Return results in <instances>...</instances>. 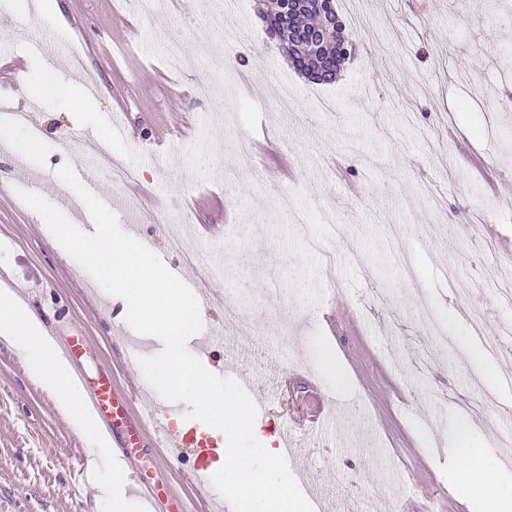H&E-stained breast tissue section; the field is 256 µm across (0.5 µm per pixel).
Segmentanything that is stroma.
<instances>
[{
  "label": "stroma",
  "mask_w": 512,
  "mask_h": 512,
  "mask_svg": "<svg viewBox=\"0 0 512 512\" xmlns=\"http://www.w3.org/2000/svg\"><path fill=\"white\" fill-rule=\"evenodd\" d=\"M205 3L154 0L143 12L118 0H62L68 35L35 16L19 23L0 13V105L26 107L14 74L37 42L78 50L81 71L64 58L62 76L91 96L99 122L126 113L107 148L140 173L116 185L89 158L74 112L34 110L47 155L0 161V270L30 288L26 304L43 328L89 336L91 355L122 388L156 398L139 365L116 359L122 340L103 324L115 313L109 295L86 298L66 278L74 259L17 194L42 180V197L76 215L55 175L71 164L123 231L150 240L197 282L202 333L222 343L209 365L233 361V379L250 382L262 435L290 424L310 386L321 387L332 429L293 435L286 454L309 502L330 512L372 498L385 512H464L448 486V427L459 415L482 424L492 472L512 462L502 439L512 414L482 401V383L429 324L447 326L457 314L468 335L479 306L486 339L503 342L491 366L512 368V336L500 333L512 306L489 286L512 275V108L503 106L512 96V0L492 12L472 0H334L356 50L329 84L293 68L254 0H226L220 27ZM172 40L182 53L174 71L164 63ZM217 72L224 81L210 86ZM183 128L197 132L193 148L142 164L160 133ZM143 210L151 222H141ZM176 237L193 261L170 248ZM312 237L335 250L334 267L309 250ZM330 338L350 375L342 392L309 356ZM283 378L290 394L274 398ZM415 420L435 440L432 455L418 449ZM93 451L110 454L77 434L0 344V512H112L116 500L141 512L131 476L118 481L109 469L86 485L84 502L67 493Z\"/></svg>",
  "instance_id": "1"
}]
</instances>
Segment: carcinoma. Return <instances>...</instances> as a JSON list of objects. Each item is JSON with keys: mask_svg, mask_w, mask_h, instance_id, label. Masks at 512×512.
<instances>
[{"mask_svg": "<svg viewBox=\"0 0 512 512\" xmlns=\"http://www.w3.org/2000/svg\"><path fill=\"white\" fill-rule=\"evenodd\" d=\"M327 8L335 11L334 4L326 5L322 0H309L301 6L294 0H276L274 8L263 17L268 33L280 42L291 64L320 83L334 80L351 53L349 43L322 41L316 35Z\"/></svg>", "mask_w": 512, "mask_h": 512, "instance_id": "obj_1", "label": "carcinoma"}]
</instances>
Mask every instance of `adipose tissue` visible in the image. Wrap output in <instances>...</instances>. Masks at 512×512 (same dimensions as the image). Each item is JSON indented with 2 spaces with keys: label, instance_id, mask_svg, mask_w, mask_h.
<instances>
[{
  "label": "adipose tissue",
  "instance_id": "adipose-tissue-1",
  "mask_svg": "<svg viewBox=\"0 0 512 512\" xmlns=\"http://www.w3.org/2000/svg\"><path fill=\"white\" fill-rule=\"evenodd\" d=\"M17 78L33 101L78 105L88 111V101L78 98L75 85L65 82L58 70L40 56L27 58ZM0 343L17 351L27 369L50 392L60 413L78 430L93 428L94 421L85 410L76 388L70 384L66 367L55 358L41 326L27 307L11 293H0ZM455 466L461 475L454 486L472 512H512V476H488L476 467L487 442L480 427L471 420L454 421L449 432Z\"/></svg>",
  "mask_w": 512,
  "mask_h": 512
}]
</instances>
